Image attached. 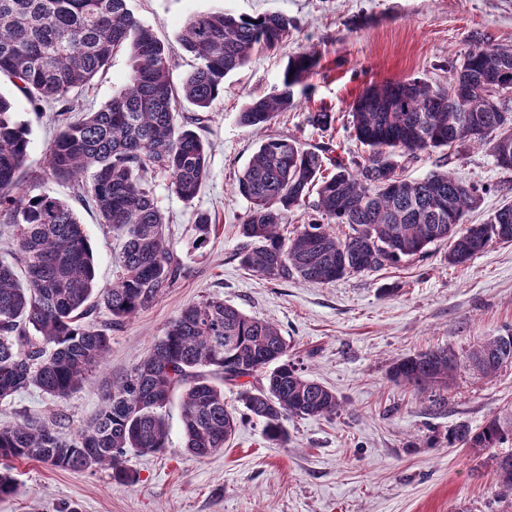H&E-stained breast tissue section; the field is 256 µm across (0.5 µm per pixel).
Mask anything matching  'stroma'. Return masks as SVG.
<instances>
[{"label": "stroma", "mask_w": 512, "mask_h": 512, "mask_svg": "<svg viewBox=\"0 0 512 512\" xmlns=\"http://www.w3.org/2000/svg\"><path fill=\"white\" fill-rule=\"evenodd\" d=\"M130 6L168 45L176 84L193 63L178 42L193 15L280 12L296 26L282 48L254 53L227 77L202 130L210 144L209 176L197 197L181 201L163 173L148 181L169 218L168 242L182 268L176 284L113 332L111 350L90 384L63 401L36 389L19 392L0 403V424L54 415L64 435L75 433L178 312L206 297L274 322L288 342V360L335 391L341 409L329 418L286 421L284 448L264 439L257 420H244L222 452L199 460L184 449L175 401L168 409L166 451L127 456L135 484H116L107 470L73 472L20 461L13 469L18 491L0 498V512H512V494L498 492L491 468L449 439L458 423L477 428L512 411V365L488 378L463 368L450 389L424 394L389 377L398 358L431 347H449L463 357L512 326V244L490 243L463 267L449 265L448 246L438 242L424 256L328 284L271 280L245 270L235 257L248 204L234 190L269 136L295 137L308 147L329 140L344 158L360 159L363 148L345 128L360 93L412 77L443 85L449 63L470 50L487 43L512 46V0H130ZM302 48L316 50L320 62L296 87L297 107L260 131L240 124L243 107L272 92L288 56ZM128 70L127 52L115 53L82 92L78 108L94 111L110 102ZM0 93L29 127L22 189L72 207L95 257L96 285H111L118 270L116 239L76 190L49 173L47 151L58 132L51 111L34 109L2 76ZM320 111L334 114L332 128L308 125V114ZM437 168L487 186L467 215L469 223L484 222L512 201V170L495 166L485 149L469 143L402 163L410 179ZM200 212L211 215L216 232L197 250L193 227Z\"/></svg>", "instance_id": "35a3bbf8"}]
</instances>
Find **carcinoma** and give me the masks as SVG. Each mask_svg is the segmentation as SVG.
<instances>
[{
  "mask_svg": "<svg viewBox=\"0 0 512 512\" xmlns=\"http://www.w3.org/2000/svg\"><path fill=\"white\" fill-rule=\"evenodd\" d=\"M293 20L282 13L236 16L212 11L191 18L180 36L196 60L175 88L169 50L133 12L129 0H0V75L35 108L53 105L60 127L49 150L51 174L82 185L101 223L122 239L112 285L97 288L95 263L84 225L67 203L46 193L20 191L28 129L10 100L0 96V214L16 228L12 260L0 259V402L36 388L58 400L90 383L104 363L112 332L148 307L181 273L166 238L168 218L146 187L149 170L168 173L171 187L189 203L209 175V145L198 132L224 90V80L256 50L277 49ZM128 52L123 89L107 105L74 115L73 103L108 65ZM319 64L301 49L288 58L280 84L240 112L261 129L296 106L294 88ZM511 75L507 87L488 79ZM448 85L422 78L372 85L351 105L350 135L368 149L363 161L335 154L332 144L305 148L295 138L269 137L238 176L234 189L249 207L236 253L240 265L274 278L332 283L372 272L448 242V264L465 266L491 242H512V203L483 224H466L485 188L446 171L407 180L400 158L452 144L486 148L496 166L500 145L512 147V46L486 44L449 70ZM184 98L198 111L186 118ZM478 119L467 126L461 114ZM311 201L308 221L280 233L290 214ZM348 227L345 238L332 225ZM194 245L215 234L200 213ZM103 311L109 319L99 321ZM287 344L273 323L212 297L181 309L150 355L113 387L98 415L69 437L38 417L0 425V498L17 492L13 463L36 460L68 471L109 469L112 481L137 480L125 455L165 451L166 408L182 397L184 450L208 459L224 449L240 416L263 423V435L284 448L290 417H323L341 409L336 393L284 360ZM512 364V328L476 343L466 367L483 377ZM461 362L454 350H421L396 360L390 378L419 392L454 385ZM239 389V412L224 401V386ZM512 440V417L494 415L476 430L455 426L452 441L485 457L499 493H512V469L494 449Z\"/></svg>",
  "mask_w": 512,
  "mask_h": 512,
  "instance_id": "obj_1",
  "label": "carcinoma"
}]
</instances>
